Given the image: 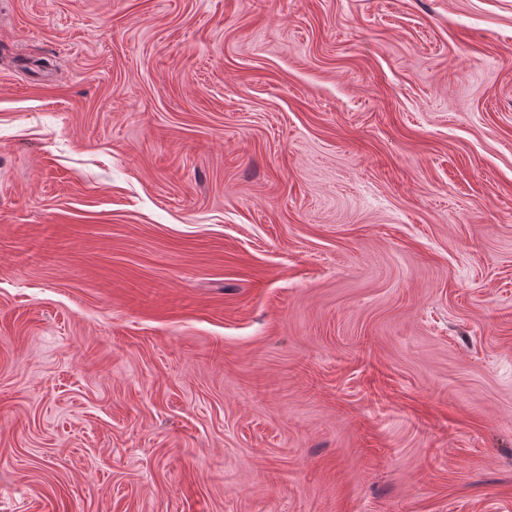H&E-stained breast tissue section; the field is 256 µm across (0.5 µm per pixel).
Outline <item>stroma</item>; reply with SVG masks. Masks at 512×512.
<instances>
[{
    "instance_id": "1",
    "label": "stroma",
    "mask_w": 512,
    "mask_h": 512,
    "mask_svg": "<svg viewBox=\"0 0 512 512\" xmlns=\"http://www.w3.org/2000/svg\"><path fill=\"white\" fill-rule=\"evenodd\" d=\"M0 512H512V0H0Z\"/></svg>"
}]
</instances>
